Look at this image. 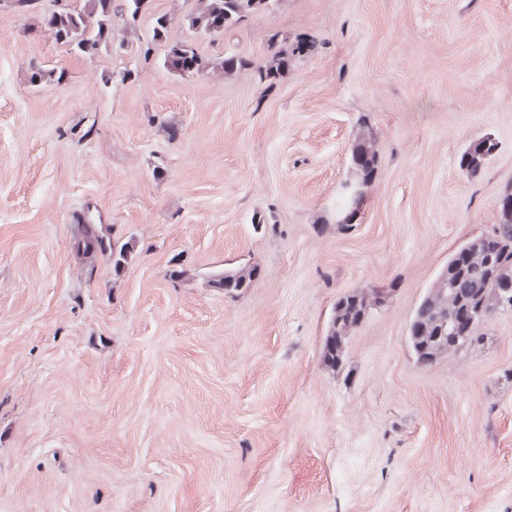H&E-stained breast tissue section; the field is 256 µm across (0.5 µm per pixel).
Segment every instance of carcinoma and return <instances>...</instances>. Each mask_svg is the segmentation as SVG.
Segmentation results:
<instances>
[{"label": "carcinoma", "instance_id": "obj_1", "mask_svg": "<svg viewBox=\"0 0 512 512\" xmlns=\"http://www.w3.org/2000/svg\"><path fill=\"white\" fill-rule=\"evenodd\" d=\"M143 0H81L80 7L64 5L53 9L45 18L47 31L58 41L88 55L108 47L112 41L115 20L125 23L136 21ZM272 0H197L195 10L187 16L188 25L194 29L208 32L215 36L228 28L242 22L245 18L269 9ZM167 69L175 74H193L203 67L202 59L193 46L187 43L173 45L165 58ZM379 149L377 139L368 128H361L357 142L352 150L350 168L345 183L351 190L343 192L336 208V222H341L342 213L352 199H360L370 180L359 174L356 163L361 156L377 157ZM499 238L497 239L499 265L496 278L512 279V208H503L498 215ZM134 245L131 241L122 244L112 238L110 224H79L75 237V253L88 262L98 257L112 259L115 276H120ZM256 281V268L251 265L224 269L212 275L210 283L215 288L224 289V293L239 295L251 288ZM470 287L482 292L480 301L485 309L496 314V288L486 283V273L476 265L466 271H458L448 266L435 284V289L424 297L418 305L415 317L429 323L437 319H448L453 309L460 302L469 300L468 295L460 289ZM354 329L349 318L348 306L337 302L336 313L329 325L322 357L325 365L336 368V352L330 339L347 336Z\"/></svg>", "mask_w": 512, "mask_h": 512}]
</instances>
